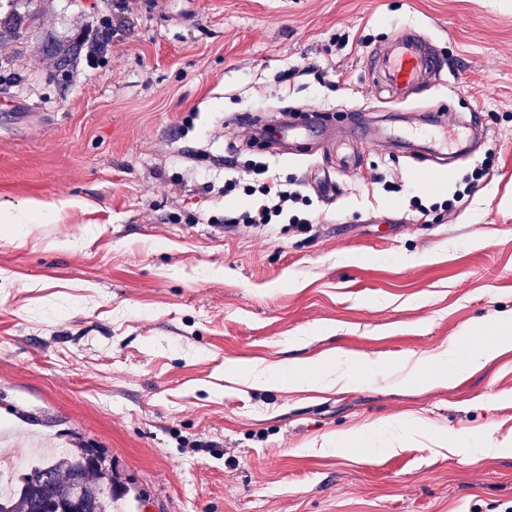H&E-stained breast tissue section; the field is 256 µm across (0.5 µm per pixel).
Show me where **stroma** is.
I'll return each instance as SVG.
<instances>
[{"instance_id":"35a3bbf8","label":"stroma","mask_w":512,"mask_h":512,"mask_svg":"<svg viewBox=\"0 0 512 512\" xmlns=\"http://www.w3.org/2000/svg\"><path fill=\"white\" fill-rule=\"evenodd\" d=\"M13 11L38 20L0 39V200L41 209L0 222V444L105 449L124 512H512V453L477 450L512 437V0H0ZM406 28L456 84L381 112L368 57ZM354 107L361 144L245 141L248 115L298 127L316 108L341 129ZM445 107L488 145L429 168L377 146ZM252 162L299 180L315 234L225 232L248 199L224 183ZM470 327L503 351L412 383ZM337 348L364 379L254 378ZM384 419L401 441L328 450ZM446 429L463 447L437 445Z\"/></svg>"}]
</instances>
